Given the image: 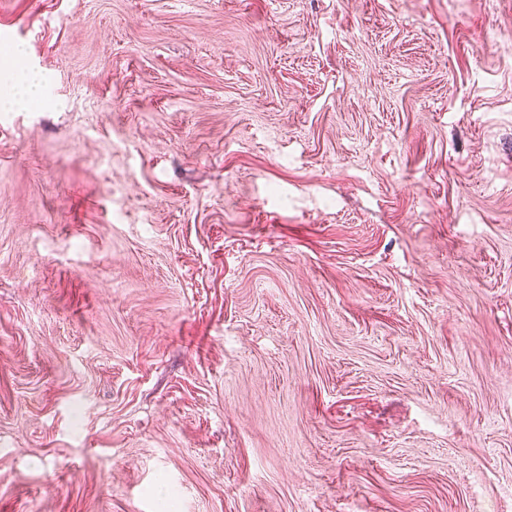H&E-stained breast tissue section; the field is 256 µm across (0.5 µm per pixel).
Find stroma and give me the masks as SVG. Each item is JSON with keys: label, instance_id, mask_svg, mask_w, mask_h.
<instances>
[{"label": "stroma", "instance_id": "35a3bbf8", "mask_svg": "<svg viewBox=\"0 0 512 512\" xmlns=\"http://www.w3.org/2000/svg\"><path fill=\"white\" fill-rule=\"evenodd\" d=\"M0 512H512V0H0Z\"/></svg>", "mask_w": 512, "mask_h": 512}]
</instances>
